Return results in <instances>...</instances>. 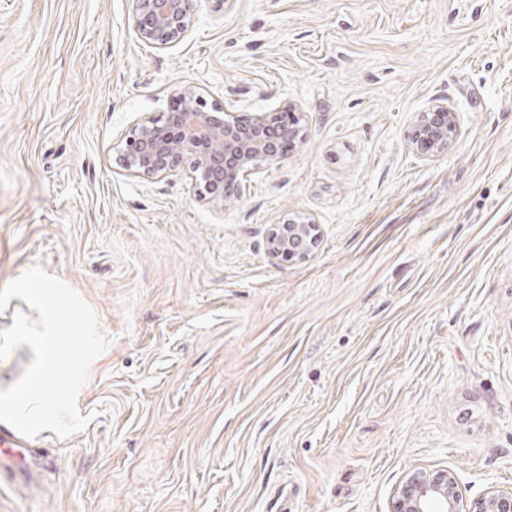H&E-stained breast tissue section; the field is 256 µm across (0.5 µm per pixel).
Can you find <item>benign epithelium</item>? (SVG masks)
I'll list each match as a JSON object with an SVG mask.
<instances>
[{"mask_svg": "<svg viewBox=\"0 0 512 512\" xmlns=\"http://www.w3.org/2000/svg\"><path fill=\"white\" fill-rule=\"evenodd\" d=\"M136 27L154 48H166L193 26V0H134ZM164 122L138 121L119 148L123 169L132 176L154 178L184 166L200 174L198 200L216 208L244 194L247 177L261 168L280 164L288 153L283 139L295 141L296 124L282 127L264 113L234 116L218 105H207L193 90H184ZM456 131L454 113L440 104L421 112L410 143L423 152L448 148ZM318 225L300 216L275 224L268 235L271 255L304 259L316 248ZM389 512H512V489H491L468 502L458 490L457 475L446 468H416L394 492Z\"/></svg>", "mask_w": 512, "mask_h": 512, "instance_id": "benign-epithelium-1", "label": "benign epithelium"}]
</instances>
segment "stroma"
Here are the masks:
<instances>
[{
	"mask_svg": "<svg viewBox=\"0 0 512 512\" xmlns=\"http://www.w3.org/2000/svg\"><path fill=\"white\" fill-rule=\"evenodd\" d=\"M304 138L242 198L117 146L185 88ZM438 104L448 149L407 133ZM306 215L320 242L273 258ZM42 266L111 344L87 425L0 447V512H388L415 468L512 488V0H0V290ZM136 27L154 48H166L193 26V0H134ZM275 224L268 235L271 255L286 259H305L316 248L319 240L318 225L300 216Z\"/></svg>",
	"mask_w": 512,
	"mask_h": 512,
	"instance_id": "obj_1",
	"label": "stroma"
}]
</instances>
